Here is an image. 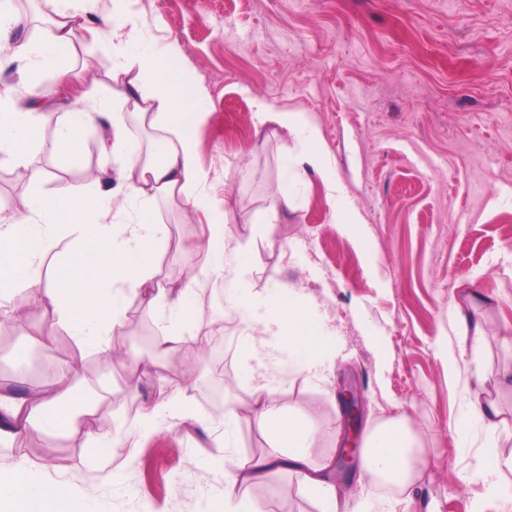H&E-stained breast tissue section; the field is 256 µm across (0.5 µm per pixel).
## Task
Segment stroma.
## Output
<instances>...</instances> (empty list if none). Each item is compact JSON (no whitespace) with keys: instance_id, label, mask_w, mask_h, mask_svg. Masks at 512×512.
I'll return each instance as SVG.
<instances>
[{"instance_id":"stroma-1","label":"stroma","mask_w":512,"mask_h":512,"mask_svg":"<svg viewBox=\"0 0 512 512\" xmlns=\"http://www.w3.org/2000/svg\"><path fill=\"white\" fill-rule=\"evenodd\" d=\"M130 8L146 20L148 43L177 47L171 70L208 93V117L195 131L206 205L192 207L178 195L155 202L169 235L154 278L178 286L198 271L194 323L225 336L224 367L237 387L214 405L206 397L216 381L211 353L154 357L153 340L169 323L139 306L126 310L104 352L80 349L57 321L31 308L23 326L0 322V384L22 390L34 378L49 386L72 363L99 397L97 414L71 436L33 431L21 450L0 448V470L23 466L34 480L65 483L89 512L222 507L225 472L267 451L266 433L241 422L222 447L173 415L141 438L142 399L127 379L132 363L153 359L156 373L182 385L202 419L248 398L250 330L226 308L222 278L201 273L217 261L208 226L226 217L227 251L247 254L232 276L256 322L287 285L297 302L319 303L333 334L326 381H303L284 363L270 371L279 406L317 419L310 461L328 460L343 437L338 391L352 380L365 398L366 424L405 419L425 450L423 467L399 492L350 485L366 494L367 512H512V495L483 494L472 480L488 448L512 459V440L490 441L478 425L457 431L476 397L495 401L512 430V387L497 374L512 364V0H132ZM94 24L87 19L76 31L67 62H90L109 90L117 59L107 36L89 34ZM28 71V60L0 54V93L26 104ZM258 99L312 122L340 192L311 168H297L305 142L276 122L258 123ZM99 138L87 132L76 166L36 144L35 167L51 166L56 177L1 180L0 217L27 215L34 194L83 185V170L100 164ZM283 193L293 210L280 223H262ZM343 206L360 218L368 244L338 229L334 215ZM457 306L468 324L455 318ZM38 336L54 342L39 346ZM452 356L459 370H449ZM479 368L484 378H476ZM105 431L120 441L116 459L86 460L87 433ZM243 492L264 512L322 510L293 473Z\"/></svg>"}]
</instances>
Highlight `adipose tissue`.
Segmentation results:
<instances>
[{
  "instance_id": "obj_1",
  "label": "adipose tissue",
  "mask_w": 512,
  "mask_h": 512,
  "mask_svg": "<svg viewBox=\"0 0 512 512\" xmlns=\"http://www.w3.org/2000/svg\"><path fill=\"white\" fill-rule=\"evenodd\" d=\"M98 2L73 0L71 6L58 11L51 37H26L14 42L11 51L30 60L34 71L55 72L52 86L31 84L32 96L48 98L71 85L80 86V105L58 127L54 148L65 163H77L88 130L109 124L111 141L101 147L102 167L107 170L112 163H119L122 185L116 192L105 188L94 193L73 187L51 195L37 194L29 201L27 216L0 225V317L12 320L21 307L37 306L45 317L62 323L81 347L98 351L109 348L128 306L135 304L152 313L163 303L177 327L157 337L155 352L164 355L200 348L206 339L189 326L195 280L186 281L174 292L151 287L149 281L157 247L168 236L167 226L156 218L154 200L189 195L206 178L198 162L194 132L207 117V93L184 74L170 73L168 55L141 47L143 24L127 10V0H113L106 12L99 10ZM91 14L98 20V32L111 33L112 50L123 76L108 100L102 98L97 80L74 73L65 63L75 29L81 18ZM114 102L130 106L138 122L172 134L173 142L157 156L125 157L130 130L120 113L111 110ZM256 112L260 120L275 121L307 142L299 165L331 180L319 134L301 113L271 112L261 102ZM41 120L37 108H21L11 97L0 96V165L29 169V151L39 139ZM118 193L139 201L135 223H112L111 203ZM45 264L52 269L46 280L40 274ZM265 327L272 349L287 357L289 368L303 380H310L312 369L332 352L333 338L312 305L281 298L273 305ZM73 372V367H66L49 388L33 385L20 392L0 385V442L17 440L30 429L47 436L68 433L78 418L92 414L87 394L73 379ZM146 379L155 380L157 392L143 401L142 432H150L166 414L194 421L184 389L172 380L156 377L153 362H136L134 383ZM250 380L248 402L225 413L224 423L230 426L244 418L255 420L269 433L273 447L271 452L241 459L236 472L225 479L224 512H261L260 506L244 499L240 490L280 471L297 474L306 494L330 503V512H364L360 501L338 508L340 476L331 463L311 464L307 450L314 442V417L292 406H278V388L264 370L254 371ZM415 446L405 421L365 429L358 479L382 478L399 486L408 484L413 471L423 463L413 453ZM0 512L85 509L66 484L38 482L26 470L18 469L0 472Z\"/></svg>"
}]
</instances>
